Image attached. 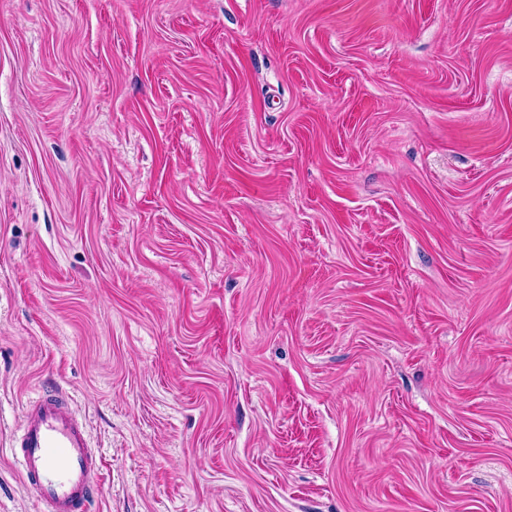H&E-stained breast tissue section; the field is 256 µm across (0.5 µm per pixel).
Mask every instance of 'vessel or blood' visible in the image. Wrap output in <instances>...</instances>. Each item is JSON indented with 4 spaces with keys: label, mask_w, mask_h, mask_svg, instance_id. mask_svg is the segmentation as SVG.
I'll return each instance as SVG.
<instances>
[{
    "label": "vessel or blood",
    "mask_w": 512,
    "mask_h": 512,
    "mask_svg": "<svg viewBox=\"0 0 512 512\" xmlns=\"http://www.w3.org/2000/svg\"><path fill=\"white\" fill-rule=\"evenodd\" d=\"M21 445L16 459L44 512H83L100 472L85 428L65 398L45 395L30 403Z\"/></svg>",
    "instance_id": "obj_1"
}]
</instances>
